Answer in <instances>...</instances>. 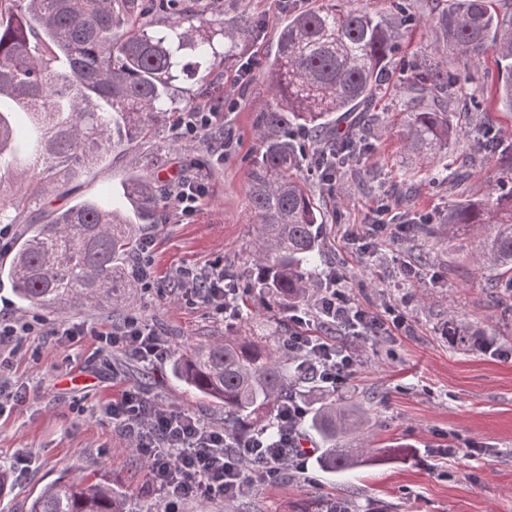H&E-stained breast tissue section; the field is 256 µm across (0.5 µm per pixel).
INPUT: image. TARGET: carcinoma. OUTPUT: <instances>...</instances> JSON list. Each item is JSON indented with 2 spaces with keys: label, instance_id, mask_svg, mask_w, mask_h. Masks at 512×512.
Masks as SVG:
<instances>
[{
  "label": "carcinoma",
  "instance_id": "carcinoma-1",
  "mask_svg": "<svg viewBox=\"0 0 512 512\" xmlns=\"http://www.w3.org/2000/svg\"><path fill=\"white\" fill-rule=\"evenodd\" d=\"M328 6L293 12L280 24L277 50L266 65L271 98L254 118L258 149L248 172L247 194L257 215L249 287L291 306L318 288L320 213L298 176L303 158L316 168L343 165V146L362 142L333 116L374 115L377 94L388 83L403 89L408 120L403 150L427 164L458 137L442 97L456 78L443 61L423 59L400 79L391 61L401 30L414 19L396 7L384 15ZM422 23L439 31L466 65L493 54L496 102L512 112V0H453ZM215 20L185 0H0V224H17L49 192H68L89 177L102 159L147 137L172 111V90L188 67L206 68L216 55L214 37H224V63L235 59L239 40L254 31L242 18L214 29ZM195 61L184 62L186 51ZM310 134L311 152L295 150L294 131ZM488 126L479 148L509 158ZM125 203L110 207L75 202L41 222L31 219L12 261L0 265L18 301L27 307L82 308L116 304L134 287L131 264L142 224L158 219L159 190L133 173L123 185ZM465 225L482 233L476 256L493 278L489 288H512V187L502 183L484 200H473L448 217V231ZM226 336L173 355L184 385L224 407V432L255 427L277 432L266 419L290 394L316 380L284 352ZM324 443L321 464L336 472L367 466L374 448H347L361 430L360 407L324 401L306 418ZM28 512H126L111 485L73 473L45 486Z\"/></svg>",
  "mask_w": 512,
  "mask_h": 512
}]
</instances>
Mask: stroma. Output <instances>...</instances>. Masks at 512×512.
<instances>
[{"label": "stroma", "instance_id": "1", "mask_svg": "<svg viewBox=\"0 0 512 512\" xmlns=\"http://www.w3.org/2000/svg\"><path fill=\"white\" fill-rule=\"evenodd\" d=\"M210 7L230 22L242 16L260 23L239 58L182 77L176 109L150 135L129 152L110 156L93 176L77 179L71 194H47L41 205L50 213L82 199L111 204L134 171L165 188L182 177L200 180L206 194L195 214L180 216L164 199L157 223L142 228L153 242L161 292L133 289L117 308L47 310L49 324L107 329L139 312L174 349L231 335L269 345L287 335V309L265 301L258 290L239 288L233 315L222 318L187 300L176 280L181 268H204L217 259L239 273L250 264L257 221L246 194L258 147L252 124L270 100L265 66L284 16L281 0H212ZM404 46L398 69L438 55L459 76L448 108L460 135L439 163L446 183L432 184L430 169L401 150L407 115L395 87L382 91L380 120L363 133L367 155L331 182L316 173L311 179L322 215L320 272L344 270L357 303L378 314L395 307L408 330L370 338L355 375L336 390L313 385L305 403L326 398L362 406L369 413L367 445H406L411 459L341 473L318 468L310 457L304 472L254 485L233 502L207 496L174 502L148 486L135 449L113 426L96 421L93 409L129 387L219 428L223 407L182 386L172 360L148 369L117 352L99 354L92 336L64 347L49 336H29L12 356L9 373L13 387L26 389L29 399L21 411L0 417V465L10 468L21 458L27 468L0 491V512H26L30 500L65 473L111 484L133 512L149 506L156 512H512V290L485 287L475 241L464 233L449 237L447 226L449 211L512 176L511 168L474 150L475 107L486 99L495 63L488 55L462 69L425 27L407 33ZM211 108L223 112L222 126L192 145L179 137L186 113ZM223 140L232 148L219 158L214 150ZM381 206L388 209L387 221L405 230L383 234L370 253H362L350 234L371 223ZM407 264L415 272L410 280L401 273ZM454 324L467 334L466 343L449 340ZM485 340L492 350H482Z\"/></svg>", "mask_w": 512, "mask_h": 512}]
</instances>
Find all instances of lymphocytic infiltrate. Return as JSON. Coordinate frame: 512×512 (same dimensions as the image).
Masks as SVG:
<instances>
[{
    "mask_svg": "<svg viewBox=\"0 0 512 512\" xmlns=\"http://www.w3.org/2000/svg\"><path fill=\"white\" fill-rule=\"evenodd\" d=\"M178 282L186 295L194 297L221 316L234 309L235 292L224 286V262L215 260L207 268H184ZM347 275L331 269L315 300L313 313L289 312L291 328L284 348L298 365L314 367L325 387L345 384L360 367L362 341L371 336H389L404 330L406 319L393 315L384 319L358 305L346 289ZM336 327L345 341L310 335V317ZM81 323L48 325L38 316H0V352L16 351L24 337L52 336L72 340L86 335ZM102 351H116L149 367L161 364L169 354L162 335L139 313L127 314L112 330L98 332ZM306 416L301 399L290 397L277 414L278 432L228 436L197 416L177 411L143 393L126 389L99 406L97 420L118 428L147 464L150 485L171 499L217 496L230 501L257 482L274 479L283 471L304 468L308 455L301 446L300 425Z\"/></svg>",
    "mask_w": 512,
    "mask_h": 512,
    "instance_id": "obj_1",
    "label": "lymphocytic infiltrate"
}]
</instances>
